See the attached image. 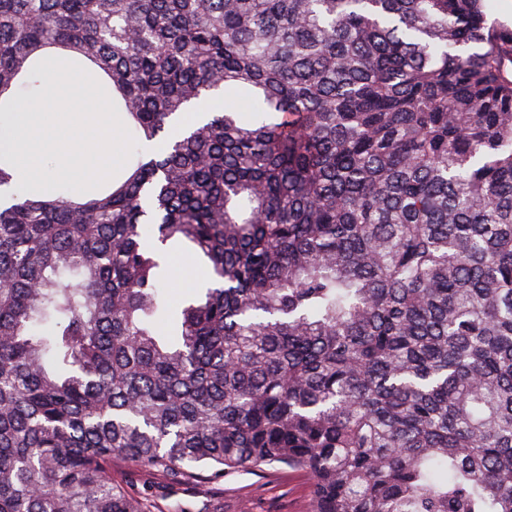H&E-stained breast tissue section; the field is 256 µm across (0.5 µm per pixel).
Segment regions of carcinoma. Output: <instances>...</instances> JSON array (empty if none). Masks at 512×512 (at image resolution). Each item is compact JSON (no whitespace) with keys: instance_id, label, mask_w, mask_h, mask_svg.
Masks as SVG:
<instances>
[{"instance_id":"carcinoma-1","label":"carcinoma","mask_w":512,"mask_h":512,"mask_svg":"<svg viewBox=\"0 0 512 512\" xmlns=\"http://www.w3.org/2000/svg\"><path fill=\"white\" fill-rule=\"evenodd\" d=\"M48 49L107 77L137 158L81 202L0 157V512H162L115 457L284 464L312 512H512V28L485 0H0V110ZM174 241L210 280L170 309Z\"/></svg>"}]
</instances>
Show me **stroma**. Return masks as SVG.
Wrapping results in <instances>:
<instances>
[{
	"label": "stroma",
	"mask_w": 512,
	"mask_h": 512,
	"mask_svg": "<svg viewBox=\"0 0 512 512\" xmlns=\"http://www.w3.org/2000/svg\"><path fill=\"white\" fill-rule=\"evenodd\" d=\"M172 261L177 273L170 289L172 297L191 295L206 284L209 273L191 254L174 253ZM112 475L135 494L159 501L164 512H197L206 500L214 501L222 512H310V478L282 464L227 473L217 479L206 473L191 485L160 472L136 470L122 460L113 462Z\"/></svg>",
	"instance_id": "1"
}]
</instances>
